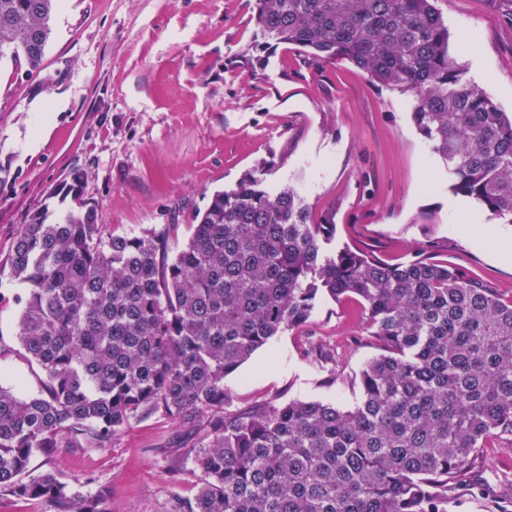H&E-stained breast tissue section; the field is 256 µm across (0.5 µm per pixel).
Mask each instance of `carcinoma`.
Listing matches in <instances>:
<instances>
[{
	"instance_id": "obj_1",
	"label": "carcinoma",
	"mask_w": 512,
	"mask_h": 512,
	"mask_svg": "<svg viewBox=\"0 0 512 512\" xmlns=\"http://www.w3.org/2000/svg\"><path fill=\"white\" fill-rule=\"evenodd\" d=\"M57 6L0 0V62L38 69ZM255 17L266 46L348 59L412 94L450 190L512 224V118L450 57L433 0H256ZM85 178L53 189L70 204L35 210L0 260V303L18 307L15 335L45 375L36 394L0 384V502L112 512L104 488L32 475L31 460L104 448L160 413L202 441L205 480L176 512H448L485 441L512 432V298L484 280L428 258L328 255L336 225L311 223L304 197L259 171L215 193L174 248L169 224L106 231ZM346 295L381 348L352 406L224 412L227 376Z\"/></svg>"
}]
</instances>
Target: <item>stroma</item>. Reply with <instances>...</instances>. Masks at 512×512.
Returning <instances> with one entry per match:
<instances>
[{
  "mask_svg": "<svg viewBox=\"0 0 512 512\" xmlns=\"http://www.w3.org/2000/svg\"><path fill=\"white\" fill-rule=\"evenodd\" d=\"M450 55L467 79L512 113V0H434ZM255 0H59L54 36L31 73L0 65V259L21 224L73 170L85 199L115 233L173 225L186 241L215 191L262 169L266 187H295L314 222L332 217L331 249L389 262L413 245L512 296V224L448 187V172L411 120L413 98L344 59L313 61L293 46L262 50ZM472 212L456 221L455 208ZM486 232L489 248L470 234ZM17 310L0 305V385L42 389L44 375L15 336ZM363 306L322 301L310 322L258 350L224 385L230 411L288 399L343 407L379 353L365 341ZM200 440L160 415L134 421L99 452L61 448L30 471L106 487L112 512H171L204 479ZM481 484L452 512H512V435L480 449Z\"/></svg>",
  "mask_w": 512,
  "mask_h": 512,
  "instance_id": "35a3bbf8",
  "label": "stroma"
}]
</instances>
